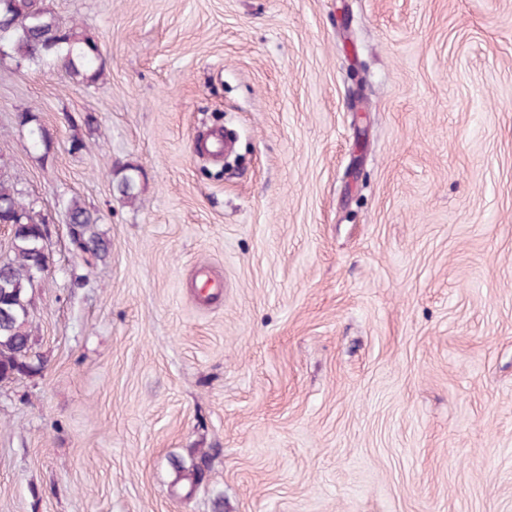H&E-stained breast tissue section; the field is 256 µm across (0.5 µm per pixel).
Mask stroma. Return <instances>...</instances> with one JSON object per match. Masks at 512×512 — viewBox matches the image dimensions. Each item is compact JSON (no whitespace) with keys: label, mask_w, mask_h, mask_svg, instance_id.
I'll return each mask as SVG.
<instances>
[{"label":"stroma","mask_w":512,"mask_h":512,"mask_svg":"<svg viewBox=\"0 0 512 512\" xmlns=\"http://www.w3.org/2000/svg\"><path fill=\"white\" fill-rule=\"evenodd\" d=\"M45 4L102 65L0 56L50 253L0 512H512V0ZM67 212L71 224V237L76 246L81 250L89 249L92 259H103L107 247L95 230L97 218L77 200H72L68 204Z\"/></svg>","instance_id":"stroma-1"}]
</instances>
